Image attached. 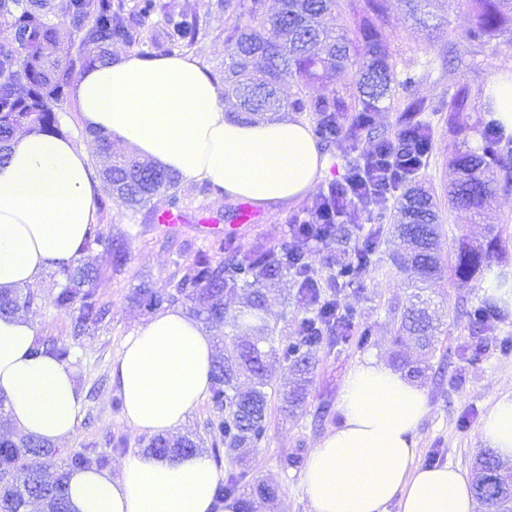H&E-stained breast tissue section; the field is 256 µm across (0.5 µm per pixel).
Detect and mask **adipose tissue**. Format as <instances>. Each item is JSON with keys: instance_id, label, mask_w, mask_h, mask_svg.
I'll list each match as a JSON object with an SVG mask.
<instances>
[{"instance_id": "ef3b65f1", "label": "adipose tissue", "mask_w": 512, "mask_h": 512, "mask_svg": "<svg viewBox=\"0 0 512 512\" xmlns=\"http://www.w3.org/2000/svg\"><path fill=\"white\" fill-rule=\"evenodd\" d=\"M73 96L85 128L267 210L304 198L327 168L303 121L228 119L221 86L192 55L122 54L79 74ZM98 188L87 150L69 136H15L0 165V288L33 285L44 270L78 257L98 220ZM36 341L30 319L0 315V395L20 431L56 446L76 433L83 398L68 364L32 355ZM213 360L212 336L183 310L152 316L125 337L112 364L127 424L152 436L174 432L208 394ZM338 407L341 425L310 452L303 472L310 512H386L393 502L399 512H474L464 471L416 463L428 414L424 389L370 359L347 373ZM481 432L500 457L512 458V397L492 406ZM218 481L206 454L136 449L119 475L74 472L69 510L238 512L237 500L216 503Z\"/></svg>"}]
</instances>
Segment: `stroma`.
<instances>
[{"instance_id": "stroma-1", "label": "stroma", "mask_w": 512, "mask_h": 512, "mask_svg": "<svg viewBox=\"0 0 512 512\" xmlns=\"http://www.w3.org/2000/svg\"><path fill=\"white\" fill-rule=\"evenodd\" d=\"M141 0H122L124 15L138 33L134 52L142 56L166 55L164 38L167 14H180L197 22L199 36L189 53L215 79L224 74V29L230 19L224 0H156L149 18H141ZM386 21L379 27L381 38L396 59L402 75L413 77V95L426 104L450 103L463 88L469 89L470 123L483 117L488 104L491 79L500 73L512 74V34L503 33L487 44L466 41L464 33L474 23L465 0H431L423 22L408 17L403 0H384ZM406 100L396 94L375 113L373 127L363 133L357 148L376 143L381 137H394L403 125ZM431 145L426 162L416 175L435 196L439 207V253L451 259L459 237L477 242L494 241L492 261L512 270V188L499 190L485 214L469 217L452 212L448 205V182L453 173L450 161L459 152L472 149L478 132H455L448 128L447 112L427 113ZM328 169L315 189L299 202L284 209L260 211L257 219L237 218L240 201L208 190L205 183L181 180L178 188L184 220L178 224H157L153 213L163 209L162 198L151 207L133 213L119 202L110 201L98 212V226L110 235L113 247L125 250L127 261L115 265L109 252L95 249L82 260L98 272L96 291L107 308L101 324L82 336H73L68 311L55 304L58 289L50 275L43 273L29 291L35 303L28 313L37 324V336L70 344V363L77 369V382L84 398L82 420L76 433L60 446L61 451L92 448L108 454L110 467H117L123 451L144 447L147 437L137 432L116 408L117 393L112 385V363L122 342L150 315L131 299L135 288L147 283L155 288H173L192 269L198 255L208 252L212 262L222 253L212 243L230 237L235 251L279 250L293 246L294 224L301 222L327 188L345 177L356 150L336 144H320ZM398 197L373 205L370 211L358 209L340 217L349 231L347 253H355L364 239L376 235L378 246L371 268L359 282L339 288L342 306L356 313L355 330L370 328L366 344H339L321 350L304 405L289 413L281 408L278 390L287 376L284 363L269 361L268 429L265 438L253 448L238 451L235 458H223L220 468H245L252 482H268L277 488L275 504L255 501L252 512H310L302 488L301 458L307 457L320 439L341 421L337 399L348 371L367 358L391 363L395 351L410 357L419 352L411 339L400 336L401 314L410 290L407 272L397 269L393 260L403 251L393 231ZM297 285L292 278L276 280L269 295L267 321L275 342L292 340L294 324L304 317L302 308L291 302ZM428 294L442 315L436 347L429 357L430 369L420 382L428 397L429 412L417 434L418 462L427 466L449 463L471 472L476 454L486 443L481 435L484 416L501 398L512 397V305L501 318L482 330H475L467 316L485 297L482 282L459 284L451 271L431 283ZM480 343L471 352L472 343ZM123 440L122 451H115V440Z\"/></svg>"}]
</instances>
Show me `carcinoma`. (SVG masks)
<instances>
[{"instance_id":"carcinoma-1","label":"carcinoma","mask_w":512,"mask_h":512,"mask_svg":"<svg viewBox=\"0 0 512 512\" xmlns=\"http://www.w3.org/2000/svg\"><path fill=\"white\" fill-rule=\"evenodd\" d=\"M475 15L466 39L486 42L504 30H512V0H468ZM336 7V0H278V9L270 14L266 0H250L248 22L225 29L224 99L235 100L236 116L245 120L276 116L282 112L316 114L314 135L326 142H356L373 124L379 103L394 97L397 90L411 87V80H398L396 63L377 35L367 24L360 32L362 45L351 52L352 41L338 34L325 18ZM51 0H0V165L6 163L11 142L19 130L55 134L60 132L57 106L72 82L76 65L104 63L111 56L112 44L136 42L135 30L123 14V6L114 0H67L68 41L61 40V24L53 20ZM197 23L169 14L165 20V39L172 47L192 45L197 39ZM338 71H348L355 80L358 99L349 105L331 92L309 98L300 91L289 100L280 94V83L287 75L306 87L316 80L331 78ZM467 93L457 95L448 115L450 128H473L465 114ZM424 102L407 98L408 121L418 132L430 136L429 126L414 117L425 111ZM502 124L495 117L481 122L482 145L477 151L455 156L451 165L460 177L448 188L449 202L457 211H482L500 184L512 183V166L504 161ZM109 165L101 173L103 195L100 207L116 200L132 212L147 207L160 195L167 198V209L182 206L178 196L181 176L140 162L114 151L110 141L101 143ZM319 223L298 224L297 244L281 251H256L212 264L201 256L193 274L177 284L176 292H160L149 286L137 289L133 300L152 310L184 298L192 303L191 312L203 324L224 322V291H241L242 310L237 329L242 340L224 344V355L213 361L211 403L217 411L209 423L215 440L232 455L240 448L259 443L266 432L268 392L266 360L269 357L289 363L291 381L281 393L283 408L293 412L305 402L312 381L316 354L348 339L353 328L352 315L343 313L336 295L329 294L312 273L310 254L304 247L309 239L334 241L340 232L333 223L336 203L330 198L319 201ZM401 224L397 232L407 247L401 265L416 274L411 283L409 305L401 318V331L413 336L427 352L435 348V315L424 285L440 274L439 258L434 252L437 239L435 203L432 195L418 184L409 185L402 202ZM113 252L120 264L126 260L120 249H112V237L93 226L80 253L93 247ZM376 241L367 239L356 251L354 260L340 265L336 278L349 284L361 277L372 264ZM492 244L459 241L451 269L463 284L489 270ZM285 273L297 283L296 301L313 316L299 321L295 341L281 347L273 345L266 321L268 281ZM60 291L58 307L72 312L73 332L80 333L102 322L106 309L96 296L94 269L79 259L54 270ZM33 296L17 288H0V314H15L29 308ZM501 300L488 296L474 308L470 317L485 326L501 314ZM52 352L66 363L71 350L65 344L37 342L36 350ZM0 512H28L31 503L41 504L43 512H69L67 485L75 470L102 468L108 457L85 449L65 454L45 445L31 434L19 432L5 410L0 397ZM148 452L180 456L200 450V445L186 437L154 436L145 445ZM33 457L45 460L42 468L29 464ZM498 470L501 493L482 500L488 512H507L512 507V473L500 456L478 455L472 486L485 473ZM247 472L230 471L217 483L215 498L237 497L248 504L241 491Z\"/></svg>"}]
</instances>
